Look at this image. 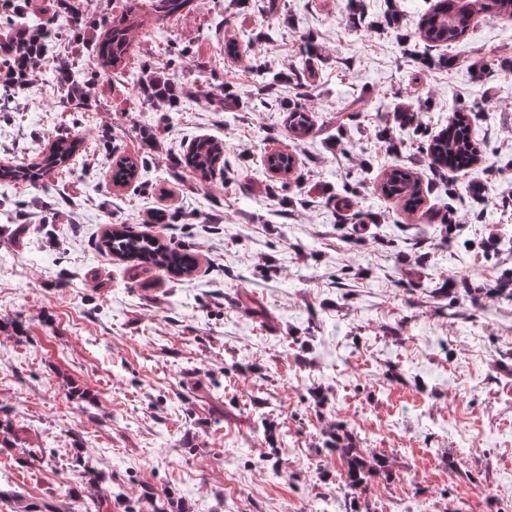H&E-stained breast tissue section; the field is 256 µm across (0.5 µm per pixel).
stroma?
Here are the masks:
<instances>
[{"label":"stroma","instance_id":"obj_1","mask_svg":"<svg viewBox=\"0 0 512 512\" xmlns=\"http://www.w3.org/2000/svg\"><path fill=\"white\" fill-rule=\"evenodd\" d=\"M135 1L151 37L85 110L55 59L77 79L94 60L59 20L0 112V165L83 141L47 191L0 181V512H512V16L429 48L435 0H197L159 22ZM153 74L176 105L144 104ZM463 110L482 160L437 174L426 146ZM201 138L224 143L205 180L182 163ZM273 152L293 171H269ZM122 157L144 165L116 186ZM400 166L412 212L380 189ZM110 224L195 270L129 268L100 246ZM341 446L386 462L367 502Z\"/></svg>","mask_w":512,"mask_h":512}]
</instances>
